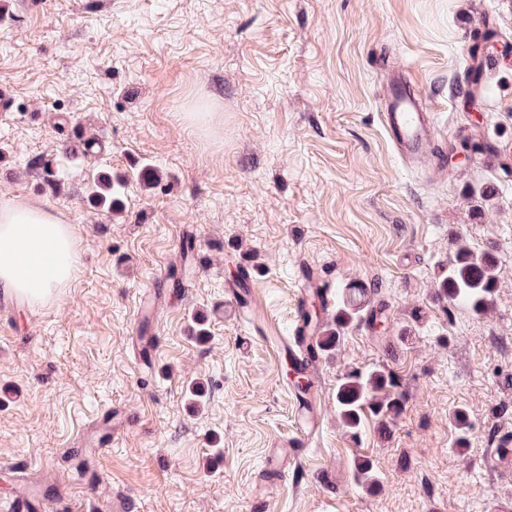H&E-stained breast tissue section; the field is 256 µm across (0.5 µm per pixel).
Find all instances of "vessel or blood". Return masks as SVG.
<instances>
[{
	"mask_svg": "<svg viewBox=\"0 0 512 512\" xmlns=\"http://www.w3.org/2000/svg\"><path fill=\"white\" fill-rule=\"evenodd\" d=\"M382 119L388 140L404 164L419 161L435 140L436 124L427 98L411 78L402 71L388 74L381 99ZM255 297L251 290L227 287L224 293V314L237 321L252 320ZM314 331L305 321H298L292 336L270 337L275 357L288 356L309 377L319 373L321 355L313 344ZM297 436L268 449L265 461L264 482L283 480L289 468L299 461L310 441L322 426V410L317 398L309 393L296 395ZM490 458L497 472L512 477V433L499 437Z\"/></svg>",
	"mask_w": 512,
	"mask_h": 512,
	"instance_id": "b4317fda",
	"label": "vessel or blood"
}]
</instances>
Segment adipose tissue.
<instances>
[{
    "instance_id": "ef3b65f1",
    "label": "adipose tissue",
    "mask_w": 512,
    "mask_h": 512,
    "mask_svg": "<svg viewBox=\"0 0 512 512\" xmlns=\"http://www.w3.org/2000/svg\"><path fill=\"white\" fill-rule=\"evenodd\" d=\"M76 261L74 235L53 212L22 203L0 206V287L48 300L71 280Z\"/></svg>"
}]
</instances>
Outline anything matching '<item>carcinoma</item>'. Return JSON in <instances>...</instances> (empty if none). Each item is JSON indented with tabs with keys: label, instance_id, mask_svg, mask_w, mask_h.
Here are the masks:
<instances>
[{
	"label": "carcinoma",
	"instance_id": "1",
	"mask_svg": "<svg viewBox=\"0 0 512 512\" xmlns=\"http://www.w3.org/2000/svg\"><path fill=\"white\" fill-rule=\"evenodd\" d=\"M124 181L112 177L108 172L93 176L89 188L90 200L108 213L120 209V189ZM499 280L497 264L489 253L474 254L461 247L447 270L438 278V291L450 301L459 303L475 313L486 311L493 299ZM367 292L363 288H349L336 306L334 324L321 323L313 308L325 309L323 300L311 298L305 319L315 329L318 350L328 353L339 344L341 331L353 321L361 318L369 305ZM285 373H292L297 380L292 382L298 394L307 390L308 376L293 364L283 363ZM395 376L381 368H352L339 380L336 387V407L340 418L352 436H357L362 418L370 414L379 421V429L387 433L389 420L397 416L405 403L404 395L398 390ZM355 483L367 489L377 486L378 480L373 464L367 458L355 460L352 466Z\"/></svg>",
	"mask_w": 512,
	"mask_h": 512
}]
</instances>
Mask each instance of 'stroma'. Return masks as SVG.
Wrapping results in <instances>:
<instances>
[{
	"label": "stroma",
	"instance_id": "1",
	"mask_svg": "<svg viewBox=\"0 0 512 512\" xmlns=\"http://www.w3.org/2000/svg\"><path fill=\"white\" fill-rule=\"evenodd\" d=\"M488 14L495 32L472 45ZM510 43L512 0H0V203L54 211L78 253L51 301L0 306V512L23 477L41 512H486L512 498L489 461L512 429ZM475 51L497 66L474 75ZM392 68L436 115L442 173L389 145ZM75 132L99 149L67 150ZM488 132L497 170L466 148ZM42 154L54 184L29 167ZM147 164L161 175L148 187L132 175ZM105 170L127 178L116 213L88 201ZM478 185L492 202L470 198ZM461 245L497 261L486 314L434 296ZM239 264L268 337L291 335L309 272L334 295L372 289L389 321L352 323L323 357L322 430L264 491L267 449L296 434L293 389L268 337L242 347L245 328L214 314ZM140 332L159 339L150 369ZM374 366L405 404L390 435L368 416L354 437L336 386ZM108 411L123 420L86 457ZM358 457L378 488L354 483Z\"/></svg>",
	"mask_w": 512,
	"mask_h": 512
}]
</instances>
